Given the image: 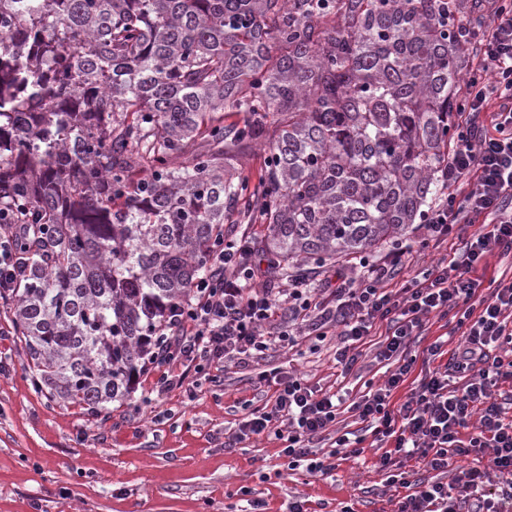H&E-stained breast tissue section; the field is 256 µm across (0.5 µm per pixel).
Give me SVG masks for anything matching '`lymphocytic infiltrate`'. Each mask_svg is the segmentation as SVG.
<instances>
[{
    "mask_svg": "<svg viewBox=\"0 0 512 512\" xmlns=\"http://www.w3.org/2000/svg\"><path fill=\"white\" fill-rule=\"evenodd\" d=\"M479 2L489 22L459 25L478 41L480 55L442 172L445 190L419 224L428 239L440 242L454 225L484 218L459 255L407 277L411 251L402 246L372 263L362 259L327 270L319 288L303 274L289 276L287 287L269 288L262 281L270 270L248 261L246 240H228L218 247L210 274L169 315L168 331L156 343L160 372L153 390L162 395L183 387L191 371L246 364L271 348H292L331 332L336 375L344 379L361 360L362 345L377 337L375 359L386 370L349 404L385 447L376 469L408 490L397 512H457L463 504L467 512H512V417L501 390L512 383V279L485 285L475 275L490 258L512 257V0ZM37 230L12 224L0 231V297L18 287L16 250ZM432 315L446 320L460 341L449 355L442 340L430 343L427 360L443 356L447 362L418 374L412 346ZM408 381V399L393 404L395 391ZM343 404L339 392L289 374L275 379L270 404L252 409L224 445L271 433L284 438L289 469L327 472L328 464L312 460L310 443L335 424ZM485 452L487 469L454 466L456 458ZM408 459L441 473L455 468L453 483L411 480Z\"/></svg>",
    "mask_w": 512,
    "mask_h": 512,
    "instance_id": "f902f5d3",
    "label": "lymphocytic infiltrate"
}]
</instances>
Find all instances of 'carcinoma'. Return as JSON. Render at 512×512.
Returning a JSON list of instances; mask_svg holds the SVG:
<instances>
[{"label": "carcinoma", "instance_id": "carcinoma-1", "mask_svg": "<svg viewBox=\"0 0 512 512\" xmlns=\"http://www.w3.org/2000/svg\"><path fill=\"white\" fill-rule=\"evenodd\" d=\"M471 12L0 0V225L47 226L11 295L35 385L94 415L126 401L226 224L266 225L296 268L403 236L443 190Z\"/></svg>", "mask_w": 512, "mask_h": 512}]
</instances>
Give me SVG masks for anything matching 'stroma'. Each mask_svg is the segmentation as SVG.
Segmentation results:
<instances>
[{"label": "stroma", "instance_id": "35a3bbf8", "mask_svg": "<svg viewBox=\"0 0 512 512\" xmlns=\"http://www.w3.org/2000/svg\"><path fill=\"white\" fill-rule=\"evenodd\" d=\"M474 230L459 224L447 242L425 245L409 232L414 268L453 254ZM5 310L0 302V512H243L252 501L288 512L297 500L308 512H394L407 493L375 471L371 446L326 474L289 469L285 443L272 435L224 446L247 407L270 398L268 377L295 371L335 385V337L246 365L213 364L189 392L154 394L151 368L130 400L93 416L33 387Z\"/></svg>", "mask_w": 512, "mask_h": 512}]
</instances>
